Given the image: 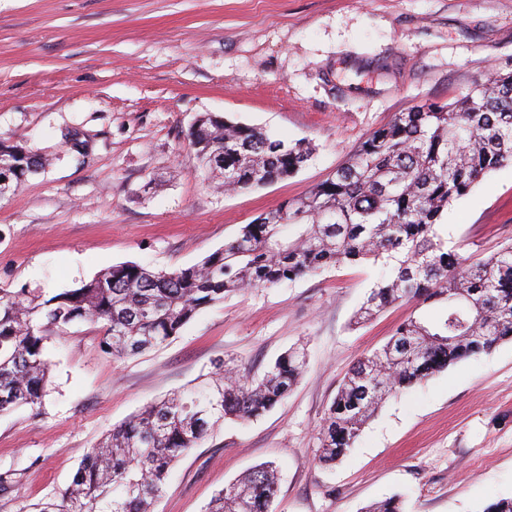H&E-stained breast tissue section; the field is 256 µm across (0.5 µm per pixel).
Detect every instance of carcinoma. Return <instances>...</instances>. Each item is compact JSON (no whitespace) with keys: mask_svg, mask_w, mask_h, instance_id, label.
<instances>
[{"mask_svg":"<svg viewBox=\"0 0 512 512\" xmlns=\"http://www.w3.org/2000/svg\"><path fill=\"white\" fill-rule=\"evenodd\" d=\"M201 166L231 191L295 174L311 147L258 127L204 114L189 138ZM0 197L42 163L0 140ZM512 163V71H496L458 101L400 112L371 132L334 177L285 200L242 227L191 267L166 272L122 263L48 299L0 289V413L38 410L47 394L48 333L84 322L101 326L102 349L121 358L180 334L204 308L246 288H273L336 265L383 262L356 320L399 301L431 311L401 323L358 361L330 405L316 459L345 457L390 397L462 360L512 341V245L477 263L438 233L448 206L489 171ZM305 348L281 354L260 379L230 360L186 390L132 415L92 448L61 498L33 512H152L169 471L227 419L252 421L293 390ZM276 467L265 463L219 491L206 512H269ZM365 512H403L397 495Z\"/></svg>","mask_w":512,"mask_h":512,"instance_id":"1","label":"carcinoma"}]
</instances>
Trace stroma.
<instances>
[{
    "mask_svg": "<svg viewBox=\"0 0 512 512\" xmlns=\"http://www.w3.org/2000/svg\"><path fill=\"white\" fill-rule=\"evenodd\" d=\"M512 70V0H0V136L43 159L0 197V288L45 296L135 262L198 263L278 203L332 177L394 116L449 104ZM210 113L309 141L294 176L225 191L189 132ZM439 233L471 262L512 244V164L486 174ZM383 265L332 266L200 311L145 354L114 359L99 327L52 333L40 412L0 414V512L61 496L113 427L231 359L250 376L294 344L306 370L262 418L225 421L182 456L153 512H205L271 462V512H482L512 498V341L388 399L336 465L314 454L345 376L414 310L353 317Z\"/></svg>",
    "mask_w": 512,
    "mask_h": 512,
    "instance_id": "stroma-1",
    "label": "stroma"
}]
</instances>
